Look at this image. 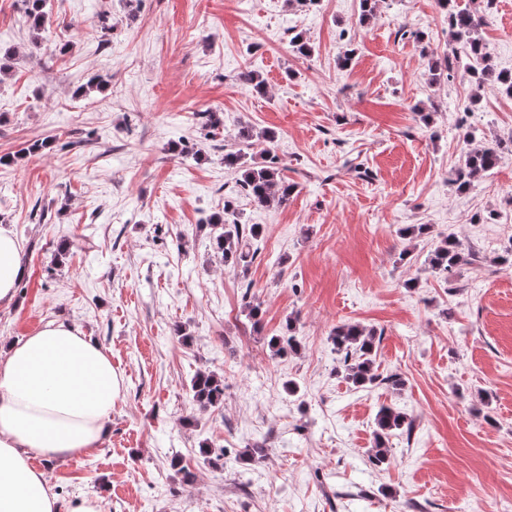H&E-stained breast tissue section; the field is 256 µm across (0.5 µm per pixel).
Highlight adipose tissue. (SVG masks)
<instances>
[{
	"mask_svg": "<svg viewBox=\"0 0 512 512\" xmlns=\"http://www.w3.org/2000/svg\"><path fill=\"white\" fill-rule=\"evenodd\" d=\"M24 248L0 228V308L15 303ZM122 376L83 329L51 321L0 350V512H101L89 494L62 504L45 467L105 445Z\"/></svg>",
	"mask_w": 512,
	"mask_h": 512,
	"instance_id": "ef3b65f1",
	"label": "adipose tissue"
}]
</instances>
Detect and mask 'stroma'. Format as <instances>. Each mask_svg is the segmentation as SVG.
<instances>
[{"instance_id": "35a3bbf8", "label": "stroma", "mask_w": 512, "mask_h": 512, "mask_svg": "<svg viewBox=\"0 0 512 512\" xmlns=\"http://www.w3.org/2000/svg\"><path fill=\"white\" fill-rule=\"evenodd\" d=\"M478 8L495 65L512 72V5ZM46 10L36 35L21 0H0V48L14 51L0 77V227L26 266L0 347L65 320L124 378L104 448L48 465L60 499L95 493L102 512H512V269L495 262L512 243V152L467 191L450 181L464 134L512 142V95L431 81L429 59L455 56L438 0H386L369 20L360 0ZM298 32L310 56L293 52ZM207 110L223 118L213 137L195 119ZM245 124L274 142L238 141ZM271 149L295 190L261 208L224 155L261 165ZM228 199L263 227L244 270L211 245L207 219ZM409 224L431 231L410 241ZM448 234L468 255L446 279L426 259ZM290 317L299 350L272 358ZM347 322L376 331L375 368L402 389L338 374L331 336ZM209 371L224 404L202 411L190 384ZM384 406L413 429L391 436L382 469L370 455ZM253 444L263 457L237 462Z\"/></svg>"}]
</instances>
